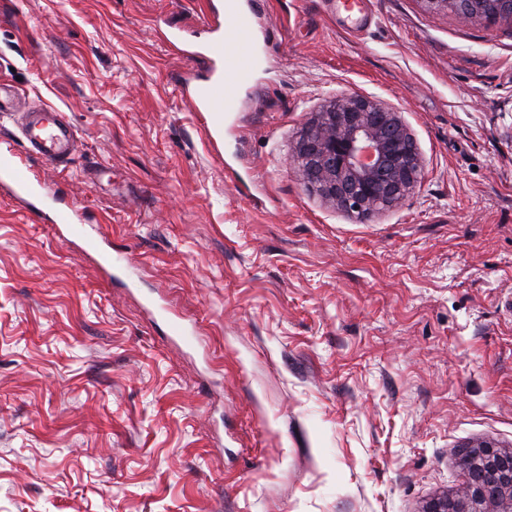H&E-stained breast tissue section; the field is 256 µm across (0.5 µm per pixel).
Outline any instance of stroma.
I'll use <instances>...</instances> for the list:
<instances>
[{
	"instance_id": "1",
	"label": "stroma",
	"mask_w": 512,
	"mask_h": 512,
	"mask_svg": "<svg viewBox=\"0 0 512 512\" xmlns=\"http://www.w3.org/2000/svg\"><path fill=\"white\" fill-rule=\"evenodd\" d=\"M370 2L357 35L257 0L218 156L161 37L204 41L202 0H0V79L76 128L32 177L139 267L114 280L0 189V512H424L463 449H512V25ZM347 91L399 108L424 160L365 222L293 158ZM148 311L154 318L164 322L168 336L180 342L187 349L197 351L201 344L195 327L164 303L148 302Z\"/></svg>"
}]
</instances>
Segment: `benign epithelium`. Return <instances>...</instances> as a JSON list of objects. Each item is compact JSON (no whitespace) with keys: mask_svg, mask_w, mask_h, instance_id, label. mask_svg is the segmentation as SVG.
I'll return each mask as SVG.
<instances>
[{"mask_svg":"<svg viewBox=\"0 0 512 512\" xmlns=\"http://www.w3.org/2000/svg\"><path fill=\"white\" fill-rule=\"evenodd\" d=\"M459 22L512 24V0H422ZM298 176L326 202L366 219L401 207L421 182L424 163L401 111L378 98L345 92L328 101L294 143ZM464 470L486 466L482 480L432 500L426 512H512V451L473 448Z\"/></svg>","mask_w":512,"mask_h":512,"instance_id":"benign-epithelium-1","label":"benign epithelium"}]
</instances>
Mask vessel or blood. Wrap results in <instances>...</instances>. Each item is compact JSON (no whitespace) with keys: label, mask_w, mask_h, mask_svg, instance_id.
I'll return each instance as SVG.
<instances>
[{"label":"vessel or blood","mask_w":512,"mask_h":512,"mask_svg":"<svg viewBox=\"0 0 512 512\" xmlns=\"http://www.w3.org/2000/svg\"><path fill=\"white\" fill-rule=\"evenodd\" d=\"M335 7L337 18L343 22H362L364 0H335ZM245 13L243 0H207L205 15L210 30L207 41L187 44L180 32L166 34L167 41L196 64V72L179 81L178 90L195 111L208 115L206 132L215 142L224 136V115L234 110L239 89L248 81L253 65L255 44ZM18 128L26 151L21 155L12 151L0 155V185L7 187L25 209L46 210L47 221L58 231L81 242L85 250L98 254L105 272L127 271V256L109 252L103 247V238L89 234L80 208L51 200L44 185L29 175V158L52 166L67 160L76 139L75 126L69 117L58 109L44 106L23 113ZM148 310L163 321L169 336L187 349L199 350L197 332L182 316L166 304L154 301L149 302Z\"/></svg>","instance_id":"1"}]
</instances>
